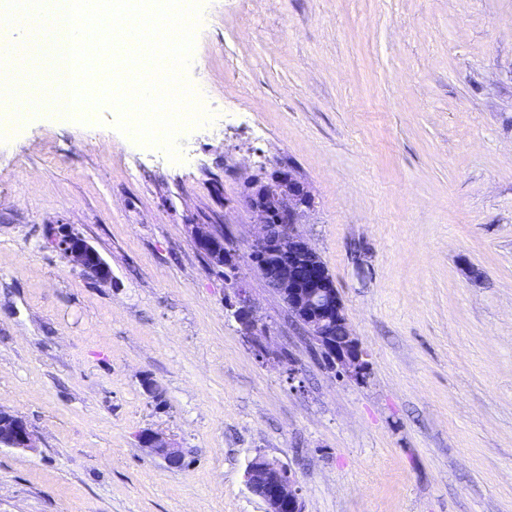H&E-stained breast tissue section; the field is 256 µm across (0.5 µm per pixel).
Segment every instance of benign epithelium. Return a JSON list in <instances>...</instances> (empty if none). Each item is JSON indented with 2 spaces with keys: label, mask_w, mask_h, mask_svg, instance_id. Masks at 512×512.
I'll return each mask as SVG.
<instances>
[{
  "label": "benign epithelium",
  "mask_w": 512,
  "mask_h": 512,
  "mask_svg": "<svg viewBox=\"0 0 512 512\" xmlns=\"http://www.w3.org/2000/svg\"><path fill=\"white\" fill-rule=\"evenodd\" d=\"M246 202L261 226L252 247V258L267 270L272 286L288 300V311L307 328L309 335L336 365L340 377L363 383L370 369L369 354L349 332L343 302L335 282L320 264L317 252L302 238L285 233L283 225L299 224L311 206L306 184L289 166L274 171L268 181L250 187ZM191 235L198 249L218 267L233 262L224 250V238L205 224H193ZM54 248L82 273L99 282L112 278V270L101 254L82 235L63 229L52 240ZM229 310L250 337L264 332L250 301L243 292L228 303ZM35 433L28 423L11 416L0 422V447L30 450ZM138 443L177 469L185 464L182 449L161 433L144 429L136 435ZM247 486L258 485L265 492L267 512H305L301 490L287 469L257 450L245 470Z\"/></svg>",
  "instance_id": "obj_1"
}]
</instances>
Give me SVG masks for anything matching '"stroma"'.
<instances>
[{
	"mask_svg": "<svg viewBox=\"0 0 512 512\" xmlns=\"http://www.w3.org/2000/svg\"><path fill=\"white\" fill-rule=\"evenodd\" d=\"M178 160L103 108L0 141V512H512V0H200ZM291 166L296 234L369 352L340 380L251 258L249 182ZM74 227L99 283L51 244ZM224 234L232 281L190 227ZM246 290L277 360L226 307ZM152 380L159 396L148 394ZM150 428L183 448L169 468ZM35 433L28 423L17 416H11L0 423V447L16 450L35 448ZM138 443L148 448L150 453L162 460L169 468H181L185 464L182 448H178L161 433L152 429H144L136 435ZM246 484L261 486L267 512H305L301 490L290 471L269 460L262 452H255L245 470Z\"/></svg>",
	"mask_w": 512,
	"mask_h": 512,
	"instance_id": "stroma-1",
	"label": "stroma"
}]
</instances>
